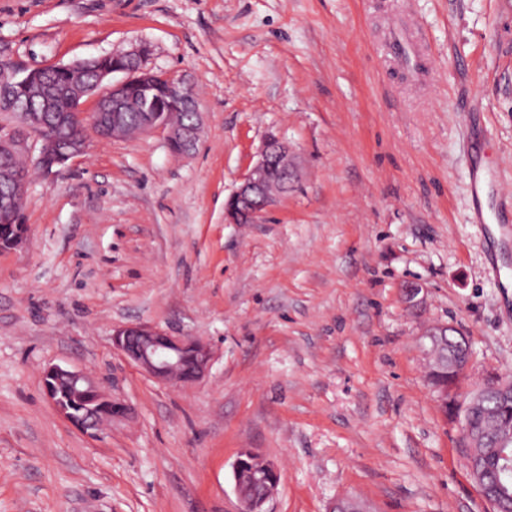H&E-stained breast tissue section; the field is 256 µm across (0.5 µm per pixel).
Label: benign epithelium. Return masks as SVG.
<instances>
[{
	"mask_svg": "<svg viewBox=\"0 0 512 512\" xmlns=\"http://www.w3.org/2000/svg\"><path fill=\"white\" fill-rule=\"evenodd\" d=\"M150 49L139 44L125 52L112 54L115 63L96 70L92 84L68 83L64 87L51 89L39 86L37 95L44 106H49L51 97L68 95L70 111L77 122L87 117L82 99L95 98L94 111L112 113L110 133L101 136L117 137L122 129V113L130 108L135 98L133 89L148 88L155 83L157 72L146 68L145 61ZM116 73L124 78L102 88L103 82ZM165 93L173 103H182L190 98L193 85L183 76L164 74ZM196 123L190 127H180L166 121L152 126V129L166 131L170 148L181 154H188L201 138L203 122L201 111L194 108ZM35 149L38 152L36 163L50 173L56 166L64 165L71 158L87 150V139L79 137L62 145L58 140L41 131L27 135L13 129L0 132V153L16 155L22 151ZM296 165L293 148L276 137L269 138L256 164L242 179L240 185L229 197L224 207L226 224H258L263 216L294 186ZM112 344L116 351L132 362L141 372L168 385H180L198 381L208 371L212 351L208 345L193 336H172L154 327L131 323L115 329ZM455 371L440 377L441 371L430 364V379L443 403H448V387L455 384L472 367V355L458 357ZM43 388L47 399L56 412L83 431L96 434L112 418L126 413L125 405L112 397V394L98 386L81 371L71 370L60 365L48 367L43 374ZM489 391H496L504 399L512 397V386L499 375L469 392L458 412L469 415L483 408L484 397ZM257 456L251 449L242 450L237 456L233 471L235 490L240 503V512H264L263 506L271 497L279 483V471L273 462L264 460L266 484L264 494L249 495L247 485L252 477L247 460Z\"/></svg>",
	"mask_w": 512,
	"mask_h": 512,
	"instance_id": "obj_1",
	"label": "benign epithelium"
}]
</instances>
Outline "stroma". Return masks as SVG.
I'll return each mask as SVG.
<instances>
[{
    "label": "stroma",
    "instance_id": "stroma-1",
    "mask_svg": "<svg viewBox=\"0 0 512 512\" xmlns=\"http://www.w3.org/2000/svg\"><path fill=\"white\" fill-rule=\"evenodd\" d=\"M139 44L192 81L203 134L186 156L159 131L93 136L31 168L27 241L0 251V512H239L246 448L281 471L266 512H492L453 407L512 372V235L471 222L467 153L480 138L512 179L507 0H0L21 68ZM271 136L296 186L262 223H225ZM134 322L203 340L206 375H143L112 347ZM435 324L473 358L444 404ZM53 364L128 415L82 432L44 394Z\"/></svg>",
    "mask_w": 512,
    "mask_h": 512
}]
</instances>
